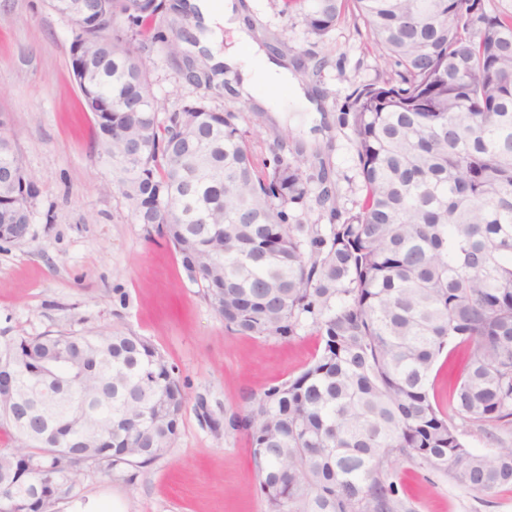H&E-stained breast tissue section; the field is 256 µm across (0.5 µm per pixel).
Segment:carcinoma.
I'll return each instance as SVG.
<instances>
[{
  "label": "carcinoma",
  "instance_id": "obj_1",
  "mask_svg": "<svg viewBox=\"0 0 512 512\" xmlns=\"http://www.w3.org/2000/svg\"><path fill=\"white\" fill-rule=\"evenodd\" d=\"M308 33L326 37L347 0H299ZM398 78L355 97L364 191L342 223L320 153L287 130L262 157L238 95L210 64L187 0H83L71 66L93 51L99 81L78 86L101 154L135 223L157 225L231 331L320 339L313 362L224 418L251 441L266 512H411L391 480L400 460L477 493L512 485V449L464 446L454 423L512 418V0H352ZM160 42L185 82L206 92L178 112L152 90ZM0 225L32 222L38 187L0 113ZM314 199L323 233L288 213ZM472 346L448 407L431 373L448 344ZM17 372L0 402V512H49L78 496L85 468L110 474L175 447L187 396L149 340L112 327L18 336L0 328V366Z\"/></svg>",
  "mask_w": 512,
  "mask_h": 512
}]
</instances>
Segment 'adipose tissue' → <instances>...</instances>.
Instances as JSON below:
<instances>
[{
	"mask_svg": "<svg viewBox=\"0 0 512 512\" xmlns=\"http://www.w3.org/2000/svg\"><path fill=\"white\" fill-rule=\"evenodd\" d=\"M190 5L199 8L203 23L207 28L204 39L214 62L226 65L230 70L240 72L239 90L242 96H251L257 79H264L273 87H292L296 98L305 103L308 110H315L314 102L309 101L305 89L294 76L288 65L271 60L248 27L237 0H222L213 4L212 0H189ZM231 31L234 47L221 46L224 31Z\"/></svg>",
	"mask_w": 512,
	"mask_h": 512,
	"instance_id": "adipose-tissue-1",
	"label": "adipose tissue"
}]
</instances>
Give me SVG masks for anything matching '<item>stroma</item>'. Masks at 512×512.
<instances>
[{"mask_svg":"<svg viewBox=\"0 0 512 512\" xmlns=\"http://www.w3.org/2000/svg\"><path fill=\"white\" fill-rule=\"evenodd\" d=\"M257 23L295 51L323 58L320 77L299 72L315 94L317 111H299L292 90L268 89L283 113L258 115L227 96L212 106L244 112L242 127L254 145L277 128L319 151L338 189L342 212L362 198L353 102L358 90L385 69L363 26L343 18L325 38L308 34L296 10L282 0H245ZM73 24L47 0H0V112L8 114L38 196L31 234L22 243L0 241V326L22 336L48 330L110 325L146 337L179 369L188 403L176 448L122 472L86 470L78 498L52 512H266L246 433L213 430L196 406L205 398L212 416L246 413L271 386L298 376L317 354L310 330L292 339L255 338L227 330L182 270L173 246L135 223L114 184L111 164L97 147L92 116L77 112L80 93L71 72ZM153 91L177 110L198 96L154 45ZM462 442L492 455L512 448V424L460 423ZM412 512H512V487L485 495L402 461L393 472Z\"/></svg>","mask_w":512,"mask_h":512,"instance_id":"stroma-1","label":"stroma"}]
</instances>
